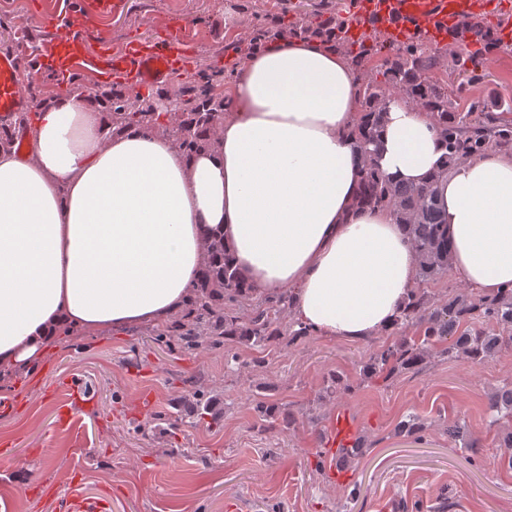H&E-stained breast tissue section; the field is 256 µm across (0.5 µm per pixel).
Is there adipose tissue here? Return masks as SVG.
I'll return each mask as SVG.
<instances>
[{
    "mask_svg": "<svg viewBox=\"0 0 512 512\" xmlns=\"http://www.w3.org/2000/svg\"><path fill=\"white\" fill-rule=\"evenodd\" d=\"M358 81L343 52L270 37L246 55L210 146L108 132L91 94L36 107L29 151L0 148V370L31 367L59 336L160 323L188 300L210 233L252 296L289 290L295 321L359 340L393 327L417 286L405 225L356 205L361 153L348 132ZM394 181L437 178L450 269L476 295L512 288V154L445 161L430 116L388 103L369 145Z\"/></svg>",
    "mask_w": 512,
    "mask_h": 512,
    "instance_id": "adipose-tissue-1",
    "label": "adipose tissue"
}]
</instances>
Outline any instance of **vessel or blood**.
Masks as SVG:
<instances>
[{"mask_svg": "<svg viewBox=\"0 0 512 512\" xmlns=\"http://www.w3.org/2000/svg\"><path fill=\"white\" fill-rule=\"evenodd\" d=\"M512 0H359L358 22L351 31L359 39L371 28H379L394 38L407 31H424L438 46L448 44V31L463 21L503 10ZM127 0H81L71 10L67 21L58 14L44 13L40 24L51 39L39 57V64L55 77L67 80L82 67H91L97 81H117L130 90L145 84H165L176 74H188L192 68L190 47L182 38L181 22H173L165 37L127 42L121 48L99 44L88 50L83 34L91 18L121 15ZM33 97L25 89L15 53L0 49V124L18 113L30 111ZM79 385H72L71 395L61 409V424H70L89 404ZM354 428L348 414H340L327 436V444L341 448L351 444Z\"/></svg>", "mask_w": 512, "mask_h": 512, "instance_id": "b4317fda", "label": "vessel or blood"}]
</instances>
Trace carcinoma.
Instances as JSON below:
<instances>
[{
  "mask_svg": "<svg viewBox=\"0 0 512 512\" xmlns=\"http://www.w3.org/2000/svg\"><path fill=\"white\" fill-rule=\"evenodd\" d=\"M358 18L356 0H337L336 8L323 15L296 16L286 28L278 15L257 13L246 27L238 50L249 52L259 40L281 31L290 36H307L344 51L359 84V117L353 130L356 147L376 142L383 112L390 98L399 96L435 118L448 162L467 159L489 149L512 152V106L504 108L487 98H476L471 89L485 82L486 60L501 48L497 30L480 18L468 19L448 30L446 49L415 32L402 41H392L377 28L354 46L348 31ZM234 72L202 67L180 90L181 111L175 122L163 129L178 147L193 154L211 142L215 128L224 121V96L217 89L230 81ZM108 112L112 129L130 123L154 129L157 99L133 95L122 88L94 92ZM29 113L17 115L10 124H0V147H11L16 130L27 129ZM436 180L419 186L393 181L371 156L364 158L358 203L363 207L391 212L408 227L417 258V279L430 282L450 271L448 227L438 211ZM204 269L184 307L157 325L154 340L194 351L207 344L214 348L236 344L278 345L285 337L295 340L312 331L291 319V295L283 292L256 301L249 310L241 307L251 286L224 248V238L212 234L206 243ZM391 335L397 342L381 347L366 365V374L409 372L435 354L478 363L503 348L512 349V289L493 298L478 297L467 289L445 301L432 299L416 288L398 315ZM193 423L215 417L214 399L197 389L188 400ZM496 420H512V388L488 398ZM254 413L262 420L291 425L296 417L287 409L258 401ZM448 436L477 451L467 439L466 427L448 424Z\"/></svg>",
  "mask_w": 512,
  "mask_h": 512,
  "instance_id": "cac0c4a2",
  "label": "carcinoma"
}]
</instances>
